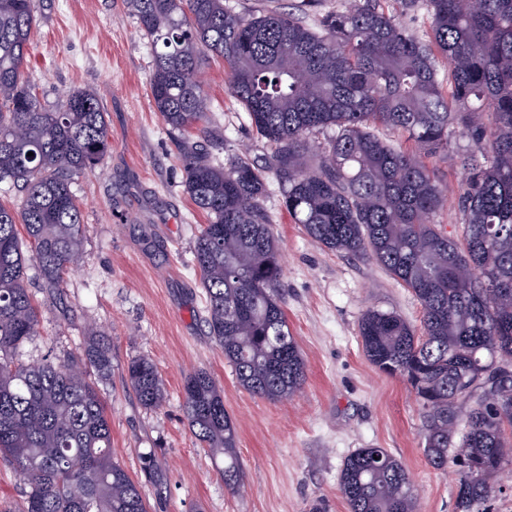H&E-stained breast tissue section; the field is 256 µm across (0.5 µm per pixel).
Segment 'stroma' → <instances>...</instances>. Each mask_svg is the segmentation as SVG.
Segmentation results:
<instances>
[{"label": "stroma", "mask_w": 512, "mask_h": 512, "mask_svg": "<svg viewBox=\"0 0 512 512\" xmlns=\"http://www.w3.org/2000/svg\"><path fill=\"white\" fill-rule=\"evenodd\" d=\"M38 26L28 74L41 104L57 109L67 91L86 87L108 114L111 149L73 192L83 210L84 253L64 278L65 305L49 302L38 280L35 336L22 360L67 362L79 356L89 328L105 333L112 376L98 382L112 426V458L139 483L148 512H349L337 484L355 449L384 448L404 464L417 512H454L455 470L438 471L424 455L419 406L406 381L378 371L358 334L371 307L419 325L421 306L408 288L375 262L326 250L293 223L271 182L265 207L282 257L280 284L288 328L306 365L294 396L272 403L237 381L205 326L206 293L192 250L208 218L184 193L175 140L149 90L150 42L122 0H34ZM202 78L210 124L224 134L215 161L244 155L264 160L271 147L252 131L228 90L219 58ZM470 140L453 128L448 155L432 164L448 195L433 215L448 236L462 233L457 196L464 174L457 156ZM150 358L165 387L162 406L141 408L124 381L129 359ZM208 370L237 430L244 487L231 493L214 460L196 440L183 409V379ZM155 455L160 480L142 465Z\"/></svg>", "instance_id": "obj_1"}]
</instances>
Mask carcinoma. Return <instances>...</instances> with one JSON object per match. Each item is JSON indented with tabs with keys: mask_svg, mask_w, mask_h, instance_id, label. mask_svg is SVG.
<instances>
[{
	"mask_svg": "<svg viewBox=\"0 0 512 512\" xmlns=\"http://www.w3.org/2000/svg\"><path fill=\"white\" fill-rule=\"evenodd\" d=\"M315 2L244 15L224 0H124L153 46L151 97L171 132L221 139L200 80L204 60L221 57L231 94L272 147L265 161L224 165L176 139L183 190L209 217L193 246L208 334L249 392L278 401L301 388L305 362L288 330L264 207L272 172L310 238L374 261L419 301V330L366 310L363 350L414 392L428 463L459 475L455 512H480L492 477L512 463V0H398L394 12L354 0L307 25L300 14ZM420 6L424 26L405 23ZM35 26L33 0H0V184L22 195L17 209L0 203V461L25 485L12 512H147L137 482L112 461L111 424L87 377L112 374L104 337L90 333L71 363L15 358L39 323L27 269L52 292L79 264L73 180L109 149L92 90L71 89L55 110L38 100L27 75ZM455 125L472 142L458 157L460 240L430 222L446 188L421 158L448 157ZM384 128L407 134L417 152L390 144ZM324 132L325 147L313 151L309 136ZM126 381L142 408L162 404L150 359L130 360ZM183 407L222 464L225 488L239 492L237 431L208 372L185 377ZM339 491L349 512H416L409 473L384 448L350 454Z\"/></svg>",
	"mask_w": 512,
	"mask_h": 512,
	"instance_id": "carcinoma-1",
	"label": "carcinoma"
}]
</instances>
